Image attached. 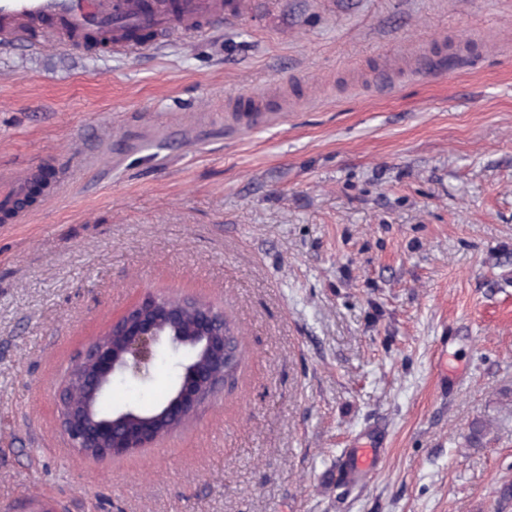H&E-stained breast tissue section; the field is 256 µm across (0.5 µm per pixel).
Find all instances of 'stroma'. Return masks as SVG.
I'll use <instances>...</instances> for the list:
<instances>
[{
	"label": "stroma",
	"mask_w": 512,
	"mask_h": 512,
	"mask_svg": "<svg viewBox=\"0 0 512 512\" xmlns=\"http://www.w3.org/2000/svg\"><path fill=\"white\" fill-rule=\"evenodd\" d=\"M28 167L26 223L0 206V512H512V0L0 44V178ZM149 288L223 310L242 363L182 430L79 455L55 392ZM170 384L164 358L108 399Z\"/></svg>",
	"instance_id": "35a3bbf8"
}]
</instances>
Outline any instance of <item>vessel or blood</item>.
<instances>
[{
  "label": "vessel or blood",
  "instance_id": "obj_1",
  "mask_svg": "<svg viewBox=\"0 0 512 512\" xmlns=\"http://www.w3.org/2000/svg\"><path fill=\"white\" fill-rule=\"evenodd\" d=\"M225 0H0V42L40 49L43 21H55L57 35L77 47L78 36L111 31L113 50L127 48V29L155 32L165 41L176 29L197 31L207 23L223 22Z\"/></svg>",
  "mask_w": 512,
  "mask_h": 512
}]
</instances>
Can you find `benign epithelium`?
<instances>
[{
	"instance_id": "obj_1",
	"label": "benign epithelium",
	"mask_w": 512,
	"mask_h": 512,
	"mask_svg": "<svg viewBox=\"0 0 512 512\" xmlns=\"http://www.w3.org/2000/svg\"><path fill=\"white\" fill-rule=\"evenodd\" d=\"M187 352L176 363V396L160 419L181 426L218 393L236 368L241 352L224 312L185 298L172 304L167 297L146 292L137 303L112 319L100 336L79 353L57 388L60 429L69 447L86 457L111 459L148 448L163 435L154 425L132 427L133 407L115 408L112 419L88 421L85 403L100 398L116 378L147 382L156 354Z\"/></svg>"
}]
</instances>
